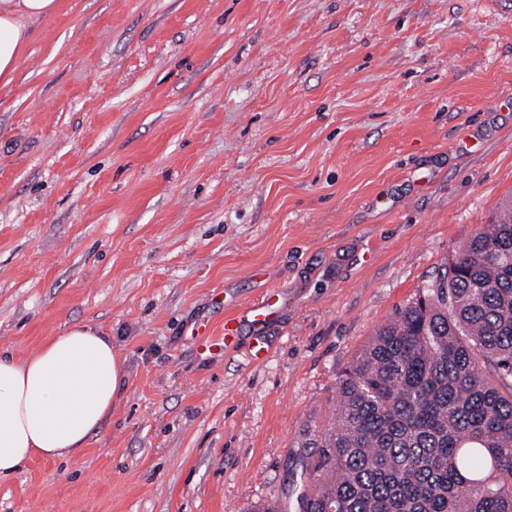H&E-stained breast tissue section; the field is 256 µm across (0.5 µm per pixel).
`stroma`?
Returning <instances> with one entry per match:
<instances>
[{"instance_id": "1", "label": "stroma", "mask_w": 512, "mask_h": 512, "mask_svg": "<svg viewBox=\"0 0 512 512\" xmlns=\"http://www.w3.org/2000/svg\"><path fill=\"white\" fill-rule=\"evenodd\" d=\"M507 198L512 0H61L0 83V349L89 323L127 380L0 512L284 499L342 370ZM272 315L268 304L255 303L252 307L244 311L241 319H224V336H218L215 340H210L206 328L199 327L194 329L192 336L198 341L202 350L208 353H224V350L234 346L238 339L240 323L246 320L251 323L267 322Z\"/></svg>"}]
</instances>
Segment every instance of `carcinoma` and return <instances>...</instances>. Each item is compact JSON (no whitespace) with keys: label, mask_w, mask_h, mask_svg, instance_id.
Masks as SVG:
<instances>
[{"label":"carcinoma","mask_w":512,"mask_h":512,"mask_svg":"<svg viewBox=\"0 0 512 512\" xmlns=\"http://www.w3.org/2000/svg\"><path fill=\"white\" fill-rule=\"evenodd\" d=\"M512 203L341 374L297 512H512Z\"/></svg>","instance_id":"obj_1"}]
</instances>
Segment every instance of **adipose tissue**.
Wrapping results in <instances>:
<instances>
[{
	"mask_svg": "<svg viewBox=\"0 0 512 512\" xmlns=\"http://www.w3.org/2000/svg\"><path fill=\"white\" fill-rule=\"evenodd\" d=\"M60 0H0V82L13 80L34 25L57 14ZM123 360L112 338L77 324L25 357L0 350V479L36 458L79 454L124 390Z\"/></svg>",
	"mask_w": 512,
	"mask_h": 512,
	"instance_id": "1",
	"label": "adipose tissue"
}]
</instances>
